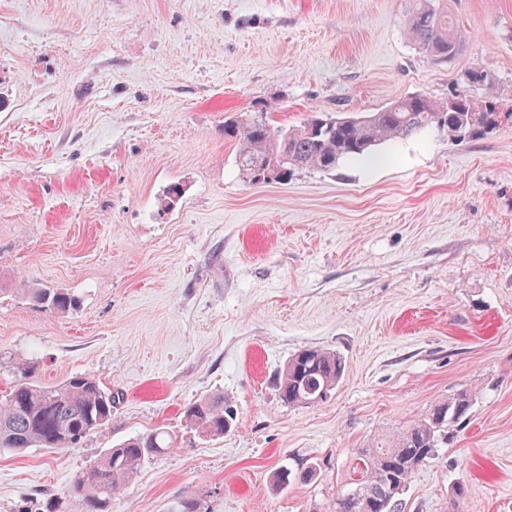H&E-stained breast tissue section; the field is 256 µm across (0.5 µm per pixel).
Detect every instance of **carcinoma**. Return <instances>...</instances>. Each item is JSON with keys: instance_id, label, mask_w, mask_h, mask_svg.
Returning a JSON list of instances; mask_svg holds the SVG:
<instances>
[{"instance_id": "cac0c4a2", "label": "carcinoma", "mask_w": 512, "mask_h": 512, "mask_svg": "<svg viewBox=\"0 0 512 512\" xmlns=\"http://www.w3.org/2000/svg\"><path fill=\"white\" fill-rule=\"evenodd\" d=\"M405 29L419 52L435 62L454 58L463 47L448 10L436 6L435 0H413ZM466 80L474 87L495 84L492 76L476 67L468 71ZM497 108L492 98L478 106L466 93L452 94L444 101L413 95L360 118L316 113L285 128L272 126L263 111L259 118L224 127V135L237 141L238 163L246 174L275 163L287 176L299 169L332 171L343 159L366 157L376 145L429 130L476 137L501 123ZM24 292L33 304L56 313H69L79 306L75 295L58 289L26 288ZM344 371V361L336 352L303 348L278 371V398L289 407L322 402L341 382ZM118 396L88 374L71 375L56 385L21 378L0 395V450L73 448L111 419ZM477 396L471 387L460 389L437 402L426 418L357 449L351 487L337 496L335 512H405L402 495L412 476L439 455L450 430L467 422ZM184 418L190 427L220 437L230 427L231 414L219 397L194 402L186 407ZM176 441L177 436L160 428L129 438L109 449L90 470L75 474L69 493L80 501L83 512H112V498L141 465L164 454ZM319 473L320 465L310 459L295 470H278L275 485L286 488L297 480L310 482Z\"/></svg>"}]
</instances>
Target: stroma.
<instances>
[{
    "label": "stroma",
    "instance_id": "1",
    "mask_svg": "<svg viewBox=\"0 0 512 512\" xmlns=\"http://www.w3.org/2000/svg\"><path fill=\"white\" fill-rule=\"evenodd\" d=\"M447 3L465 43L439 63L405 34L408 0H0V391L88 373L120 396L76 447L0 451V512L44 491L81 512L72 475L157 427L178 447L112 512H333L355 449L471 386L406 512H512V123L282 183L250 180L224 134L264 105L289 127L442 100L474 67L512 112V0ZM310 346L345 375L285 406L274 378ZM204 397L232 410L224 436L187 428ZM310 458L315 480L273 485ZM34 305L47 308L55 313H70L79 306L78 298L68 292L51 288H22Z\"/></svg>",
    "mask_w": 512,
    "mask_h": 512
}]
</instances>
